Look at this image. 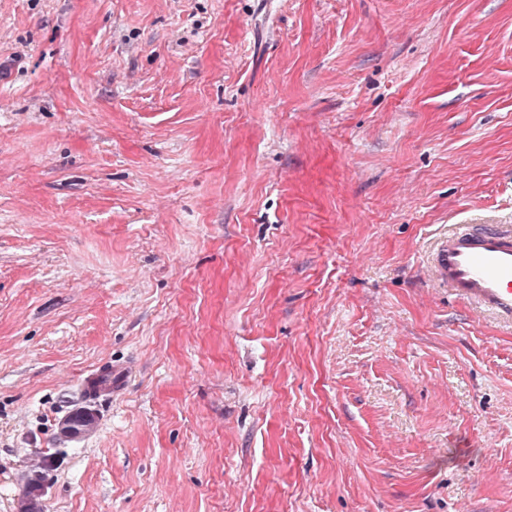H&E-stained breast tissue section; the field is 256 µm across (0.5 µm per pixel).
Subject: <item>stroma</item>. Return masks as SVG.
Wrapping results in <instances>:
<instances>
[{"label": "stroma", "mask_w": 512, "mask_h": 512, "mask_svg": "<svg viewBox=\"0 0 512 512\" xmlns=\"http://www.w3.org/2000/svg\"><path fill=\"white\" fill-rule=\"evenodd\" d=\"M452 224H512V0H0V512H512Z\"/></svg>", "instance_id": "stroma-1"}]
</instances>
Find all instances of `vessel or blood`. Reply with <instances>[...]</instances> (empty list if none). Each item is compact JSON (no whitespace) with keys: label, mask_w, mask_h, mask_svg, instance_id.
<instances>
[{"label":"vessel or blood","mask_w":512,"mask_h":512,"mask_svg":"<svg viewBox=\"0 0 512 512\" xmlns=\"http://www.w3.org/2000/svg\"><path fill=\"white\" fill-rule=\"evenodd\" d=\"M433 270L450 295L512 325L511 225H457L439 240Z\"/></svg>","instance_id":"obj_1"}]
</instances>
